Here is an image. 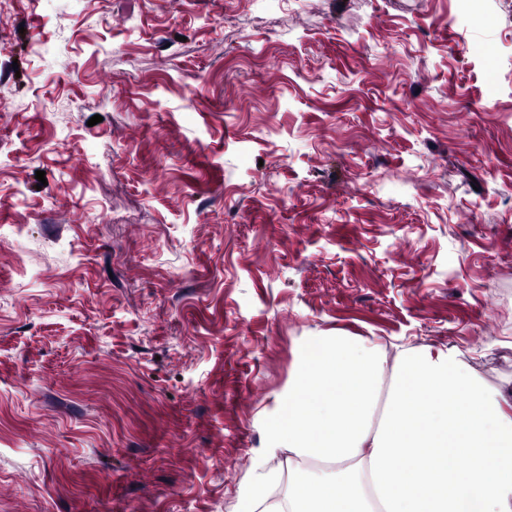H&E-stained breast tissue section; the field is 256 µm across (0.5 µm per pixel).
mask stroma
Wrapping results in <instances>:
<instances>
[{"label":"stroma","mask_w":512,"mask_h":512,"mask_svg":"<svg viewBox=\"0 0 512 512\" xmlns=\"http://www.w3.org/2000/svg\"><path fill=\"white\" fill-rule=\"evenodd\" d=\"M1 92L0 512H236L310 336L512 379V0H8Z\"/></svg>","instance_id":"1"}]
</instances>
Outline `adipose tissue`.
I'll use <instances>...</instances> for the list:
<instances>
[{
  "mask_svg": "<svg viewBox=\"0 0 512 512\" xmlns=\"http://www.w3.org/2000/svg\"><path fill=\"white\" fill-rule=\"evenodd\" d=\"M263 431L241 512H512V387L452 345L310 337Z\"/></svg>",
  "mask_w": 512,
  "mask_h": 512,
  "instance_id": "adipose-tissue-1",
  "label": "adipose tissue"
}]
</instances>
